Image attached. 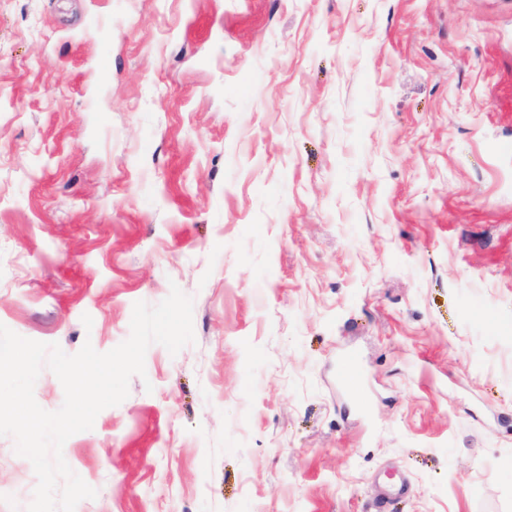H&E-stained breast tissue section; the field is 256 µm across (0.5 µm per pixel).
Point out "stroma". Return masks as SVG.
<instances>
[{
  "instance_id": "obj_1",
  "label": "stroma",
  "mask_w": 512,
  "mask_h": 512,
  "mask_svg": "<svg viewBox=\"0 0 512 512\" xmlns=\"http://www.w3.org/2000/svg\"><path fill=\"white\" fill-rule=\"evenodd\" d=\"M174 285L76 512H512V0H0V324ZM339 376L342 383L354 394H360V379L357 368V356L349 355L340 365Z\"/></svg>"
}]
</instances>
